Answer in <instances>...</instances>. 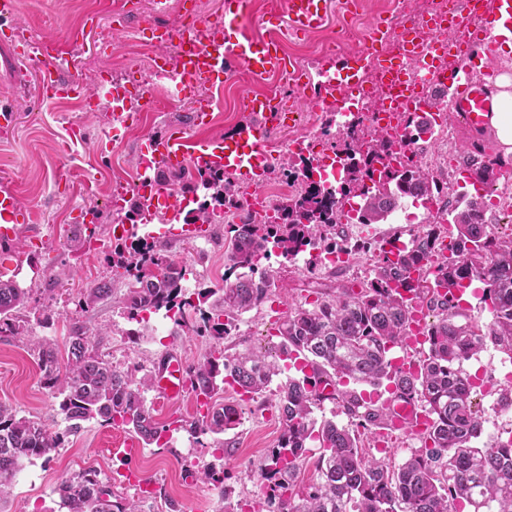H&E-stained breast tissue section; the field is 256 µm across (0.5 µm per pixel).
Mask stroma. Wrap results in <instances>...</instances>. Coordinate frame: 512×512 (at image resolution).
<instances>
[{
	"instance_id": "1",
	"label": "stroma",
	"mask_w": 512,
	"mask_h": 512,
	"mask_svg": "<svg viewBox=\"0 0 512 512\" xmlns=\"http://www.w3.org/2000/svg\"><path fill=\"white\" fill-rule=\"evenodd\" d=\"M394 12V0H361L355 13L342 5H329L323 30L300 36L289 45L288 53L317 64L342 29L363 31L376 19H390ZM11 23L36 39L50 33L80 34L81 43L72 54L74 65L63 74L78 77L83 91L64 101L41 95L35 62L14 57L9 44L0 42V109L15 115L13 128L0 132V186H11L35 215L33 223L21 225L16 233L18 252L8 255L15 266L14 279L19 287L29 290L31 298L18 313L24 325L22 335L0 338V402L19 416L42 421L50 431L67 433L61 448L24 464L13 480L10 495L0 503V512H61L55 488L62 478L92 467L101 478L111 480L113 471L125 464L147 480L149 495H142L139 487L118 483H113L112 489L125 498L140 500L143 512H169L172 503L182 512H219L221 500L198 478L204 467L216 471L233 505L260 512L265 485L262 467L282 433L273 400H243L232 387H225L219 401L240 403L243 416L235 428L223 434L232 441V448L221 450L215 448L212 437L198 439L175 426L176 421L192 419L199 410L192 391H185L181 399L169 404L159 401L155 390H146L145 402L156 421L171 425L172 430L159 442L144 445L140 455L125 463L118 453L133 437L126 426L90 420L78 431L69 432L57 398L41 383L30 339H62L74 319L85 321L93 330L108 328L101 352L117 367L138 376L155 373L171 355L189 364L216 346L231 352L265 347L287 306L330 298L342 288H360L379 259V245L391 238H407L411 225L426 223L424 209L408 201L385 223L345 225V237L355 249L333 265L314 268L310 255L287 259L272 253L261 263L275 281L270 299L241 314L235 329L221 341L193 335L163 311L146 315L139 324L128 321L118 306L125 288L121 278H114L112 299L93 310L81 311L75 305L81 288L91 280L111 276L114 234L122 229L123 215L112 208L110 189L119 182L136 181L141 141L162 138L175 130L194 139H223L240 123L245 99L271 90L276 81L271 78L212 88L217 110L206 125L177 121V114L191 113L186 103L141 113L123 140L106 146L102 140L111 121L110 87L100 83V76L120 80L135 72H148L157 53L154 45L132 39V31L138 28L137 17L125 13L123 0H18ZM448 129L454 153L448 164L439 166L437 176L441 192L436 203L444 213L449 210V197L460 200L474 195L470 178L473 164L500 153L491 136L468 128L456 115H449ZM85 210L99 215L102 229L76 254L70 251L68 241L77 228L76 213ZM211 234L213 245L202 258L192 241L175 236L167 239L173 259L190 271L188 285L194 292L224 285L229 236L220 223L212 225ZM68 267L75 270L73 278L56 288L53 296L42 294L44 273ZM46 307L54 313L47 324L38 320ZM491 361L498 366L496 391L474 397L483 422L478 440L482 446L512 434V413L500 411L496 395L497 390L508 386L504 372L512 368V358L490 346L465 367L470 373L482 374ZM421 445L416 434L392 428L364 441L369 453L387 456L395 464Z\"/></svg>"
}]
</instances>
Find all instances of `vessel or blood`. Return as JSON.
Instances as JSON below:
<instances>
[{
    "mask_svg": "<svg viewBox=\"0 0 512 512\" xmlns=\"http://www.w3.org/2000/svg\"><path fill=\"white\" fill-rule=\"evenodd\" d=\"M247 5L248 0H224L223 11L207 21L179 32L163 33V41L174 54L159 56L157 62L174 69L176 89L183 99L196 101L204 87L222 78L225 62L229 59L258 78L291 69L292 62L279 41L239 26L238 20L246 12ZM480 8L479 0H467L464 11L456 12L447 22L433 21L431 42L426 45L409 43L401 61L381 59L375 52V44L384 39L391 28L381 21L373 23L366 37L365 50L345 53L339 59L332 55L323 56L315 72L306 74L307 93L303 98L306 108L312 112L336 111L341 93L359 87L365 71L379 64L400 88L399 98L390 105L381 124L389 137L404 139L405 119L415 112L426 89H443L467 127L484 128L494 107V89L489 83L473 78L472 71L476 59L495 53L498 42L496 23L502 16L512 17V0H496L483 26L471 28L468 17L478 13ZM327 18L328 0H288V30L293 34L318 30L326 24ZM6 39L17 56L38 60L41 88L45 94L57 99L71 96L76 81L58 76L62 67L57 50L59 36L37 41L23 30L12 27ZM152 91V86L144 81L131 87L114 86V99L120 110L109 126L107 141L124 136L133 112ZM246 110L252 117L251 122L236 128L223 140L190 142L178 132L159 140H144L140 149L143 155L171 167L189 163L222 167L236 181L250 186L253 206L262 208L261 189L272 174L269 136L273 131L294 125L297 114L287 110L273 95L248 98ZM144 200L145 209L152 216L184 213L189 203L186 197L158 189L145 195ZM28 221L29 213L19 203L15 191L1 188L0 241H12L17 227ZM184 375L182 360L176 356L168 357L163 373L155 380L159 398L169 402L178 400L184 392Z\"/></svg>",
    "mask_w": 512,
    "mask_h": 512,
    "instance_id": "b4317fda",
    "label": "vessel or blood"
}]
</instances>
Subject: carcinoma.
<instances>
[{
  "mask_svg": "<svg viewBox=\"0 0 512 512\" xmlns=\"http://www.w3.org/2000/svg\"><path fill=\"white\" fill-rule=\"evenodd\" d=\"M344 176L338 187L311 179L310 160L292 155L277 160L274 169L286 179L302 178L306 186L286 204L277 205L276 222L247 213L239 224L228 225L230 244L224 256V287L205 288L191 297L183 286L185 267L168 254L167 242L151 238L132 241L114 252L112 268L128 280L119 308L130 320L161 309L173 313L176 324L188 311L196 315L192 331L221 340L235 327L236 317L269 299L273 281L259 269L273 250L293 257L318 248L336 228V196L359 199L356 223L382 224L403 200L429 199L438 184L416 161L394 166L392 141L381 131L366 138L343 133ZM156 185L183 195L198 194L190 211L194 223H215L217 210L242 208L239 184L221 168L210 165L153 167ZM501 163L489 159L472 170L471 178L484 188L500 178ZM486 196L466 198L450 210L455 233L443 244L437 224L410 229L408 246L397 252L381 249L374 274L359 290L346 289L334 299H318L311 307L288 308L276 328L274 351L229 353L213 350L188 366L186 380L196 396L209 401L222 385L236 386L255 400L265 396L280 374V363L311 366L309 376L296 369L273 393L283 431L264 465L266 512H512V435L483 448L473 442L482 434V420L473 405L478 377L465 362L487 346L512 356V233L500 235L485 222ZM448 255L441 254L442 249ZM483 285V300L491 320L479 328L459 318L463 291L472 281ZM213 304L204 307L212 296ZM112 297V280L95 279L81 289V310ZM30 292L0 273V336H15L22 325L15 311L26 305ZM432 313L426 340L416 350L418 370L396 369L390 354L409 347L413 304ZM61 362L58 344L34 343L42 381L61 398L59 409L70 430L84 421L100 419L130 426L144 441L157 442L169 431L146 406L143 393L149 376L139 379L112 365L92 343L88 327L69 324ZM333 383V399L349 424L314 418L327 400L316 378ZM356 386L348 388L344 382ZM385 387L389 398L421 403L429 419L419 433L422 447L398 465L370 456L362 436L388 425L390 409L372 400V391ZM240 420L239 405H212L193 418L188 430L218 439ZM318 444L312 461L313 480L307 490L295 491L303 464L309 462V443ZM63 436L42 422L19 417L0 404V497L23 464L48 455ZM66 512H141L135 500L119 498L112 485L94 468L63 479L57 486Z\"/></svg>",
  "mask_w": 512,
  "mask_h": 512,
  "instance_id": "1",
  "label": "carcinoma"
}]
</instances>
